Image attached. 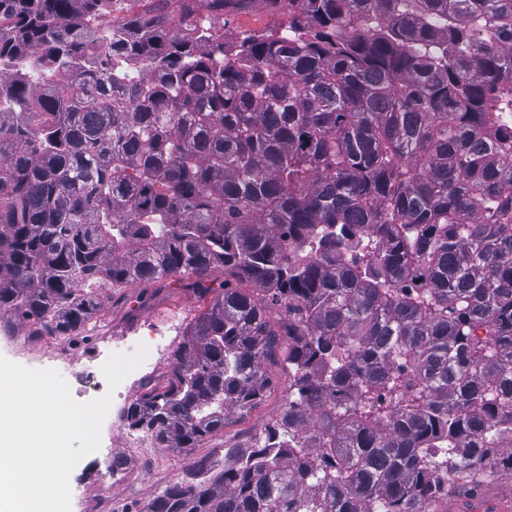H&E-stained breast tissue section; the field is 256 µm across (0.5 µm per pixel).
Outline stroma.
<instances>
[{
    "label": "stroma",
    "instance_id": "stroma-1",
    "mask_svg": "<svg viewBox=\"0 0 512 512\" xmlns=\"http://www.w3.org/2000/svg\"><path fill=\"white\" fill-rule=\"evenodd\" d=\"M225 31L231 37L266 30L286 24L283 13H270L263 6L225 14ZM101 307L88 327L78 335L62 341L48 337L33 340L26 328L9 322H0V355L30 369H54L66 373V360L76 358L89 350L111 348L113 343L125 340H146L148 333L165 336L166 346L157 361L153 384L159 385L171 365V354L184 339L187 326L207 307L205 298L192 288L172 285L159 288L139 285L114 292L103 290ZM270 387L252 409L227 417L223 433L202 441L193 453L178 448H158L153 458H145L136 448L126 447L120 432L102 436V448H108L109 457L100 451L85 456L69 477L71 512H84L79 489L95 488L113 459L123 458L137 471L134 488H117L111 495L119 512H144L145 508L171 482L181 479L190 457L221 459L228 446L248 447L255 432L272 422L288 394V375L281 363L271 362L266 367ZM427 512H512V473L497 471L483 478L476 492L454 486L448 493L432 501Z\"/></svg>",
    "mask_w": 512,
    "mask_h": 512
}]
</instances>
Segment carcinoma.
Returning a JSON list of instances; mask_svg holds the SVG:
<instances>
[{"label": "carcinoma", "mask_w": 512, "mask_h": 512, "mask_svg": "<svg viewBox=\"0 0 512 512\" xmlns=\"http://www.w3.org/2000/svg\"><path fill=\"white\" fill-rule=\"evenodd\" d=\"M0 0V314L65 339L96 292L210 297L132 429L270 433L145 512H426L512 473V0ZM220 268L224 279L212 278ZM288 15L271 14L261 5H253L246 9L235 10L224 14L225 32L237 38L243 33L266 30L273 26L286 25Z\"/></svg>", "instance_id": "carcinoma-1"}]
</instances>
